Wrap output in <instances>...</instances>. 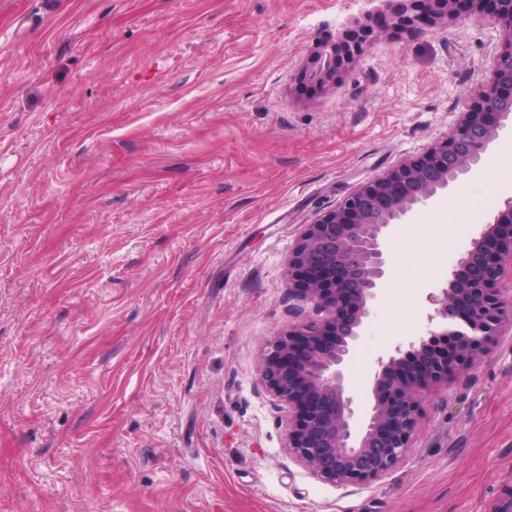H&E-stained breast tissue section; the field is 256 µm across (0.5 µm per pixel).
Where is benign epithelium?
Masks as SVG:
<instances>
[{
    "label": "benign epithelium",
    "instance_id": "1",
    "mask_svg": "<svg viewBox=\"0 0 512 512\" xmlns=\"http://www.w3.org/2000/svg\"><path fill=\"white\" fill-rule=\"evenodd\" d=\"M459 18L493 25L500 41L465 93L458 121L421 155L307 225L286 261L288 288L312 315L272 337L259 381L288 408V448L313 476L336 486L367 485L394 468L411 448L436 391L481 366L504 327L512 329V289L501 287L506 265L512 266L509 198L459 257L448 287L428 294L434 310L427 335L378 359L371 409L361 430L353 429L355 409L343 366L389 274V230L486 162L488 145L509 117L498 104L512 101V0H404L385 31L412 37L424 25ZM340 29L351 33L348 46L330 59L319 58L305 74L309 81H333L381 34L349 20ZM486 512H512V479Z\"/></svg>",
    "mask_w": 512,
    "mask_h": 512
}]
</instances>
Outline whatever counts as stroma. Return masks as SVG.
I'll use <instances>...</instances> for the list:
<instances>
[{
    "label": "stroma",
    "mask_w": 512,
    "mask_h": 512,
    "mask_svg": "<svg viewBox=\"0 0 512 512\" xmlns=\"http://www.w3.org/2000/svg\"><path fill=\"white\" fill-rule=\"evenodd\" d=\"M360 0H0V512H487L512 478V332L430 399L366 486L314 477L261 385L295 319L306 225L455 123L490 25L372 44L299 76ZM498 177L460 176L391 234L343 368L355 424L379 355L419 336Z\"/></svg>",
    "instance_id": "obj_1"
}]
</instances>
